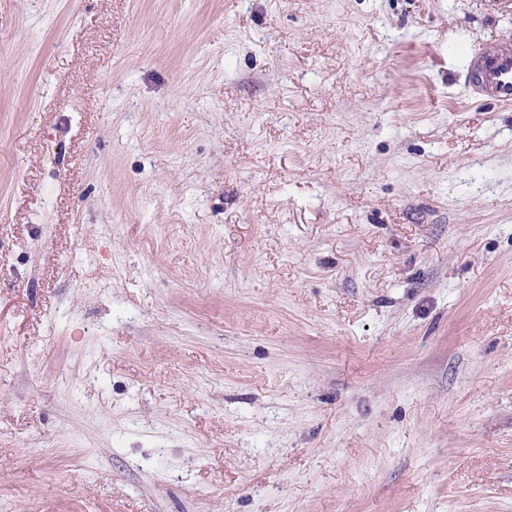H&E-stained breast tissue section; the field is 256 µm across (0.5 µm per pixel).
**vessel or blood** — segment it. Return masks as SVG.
Here are the masks:
<instances>
[{
	"label": "vessel or blood",
	"mask_w": 512,
	"mask_h": 512,
	"mask_svg": "<svg viewBox=\"0 0 512 512\" xmlns=\"http://www.w3.org/2000/svg\"><path fill=\"white\" fill-rule=\"evenodd\" d=\"M462 83L474 99L512 104V47L490 45L472 53Z\"/></svg>",
	"instance_id": "1"
}]
</instances>
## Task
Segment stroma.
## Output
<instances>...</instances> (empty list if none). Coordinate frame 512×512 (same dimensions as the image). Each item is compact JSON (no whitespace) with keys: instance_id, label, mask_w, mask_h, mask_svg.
I'll return each mask as SVG.
<instances>
[{"instance_id":"stroma-1","label":"stroma","mask_w":512,"mask_h":512,"mask_svg":"<svg viewBox=\"0 0 512 512\" xmlns=\"http://www.w3.org/2000/svg\"><path fill=\"white\" fill-rule=\"evenodd\" d=\"M485 0H0V512H512V105ZM461 79L476 100L512 104V47L490 45L475 51Z\"/></svg>"}]
</instances>
